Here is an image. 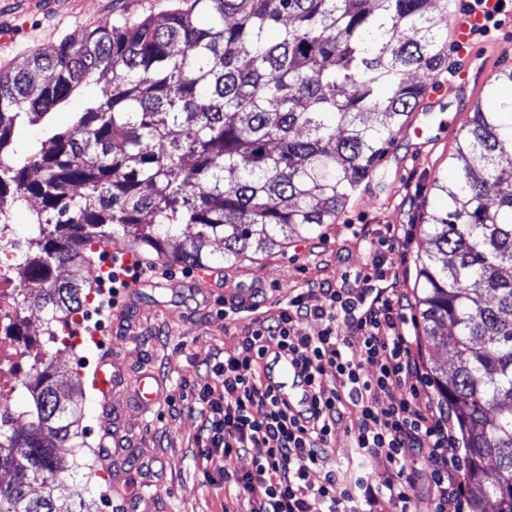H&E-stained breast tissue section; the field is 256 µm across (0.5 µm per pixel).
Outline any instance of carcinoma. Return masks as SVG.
Listing matches in <instances>:
<instances>
[{"instance_id":"1","label":"carcinoma","mask_w":512,"mask_h":512,"mask_svg":"<svg viewBox=\"0 0 512 512\" xmlns=\"http://www.w3.org/2000/svg\"><path fill=\"white\" fill-rule=\"evenodd\" d=\"M203 16L198 20L193 13ZM448 0H194L136 24L97 28L27 54L0 73V224L39 201L18 263L55 342L86 306L81 270L95 244L123 231L129 248L193 266L224 244L235 264L253 243L272 249L301 229L334 224L376 176L384 147L448 69ZM111 75L65 130L53 114L95 77ZM512 69L475 107L441 204L425 217L418 258L421 329L455 359L431 377L465 448L472 512H512ZM43 124L41 147L17 153L22 123ZM195 228L186 235L183 227ZM26 405L0 412V512H99L85 468L77 398L44 358ZM28 418L13 428L14 415ZM74 449L65 467L57 449ZM41 494H30L32 485Z\"/></svg>"}]
</instances>
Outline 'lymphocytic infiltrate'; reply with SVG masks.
Instances as JSON below:
<instances>
[{
	"mask_svg": "<svg viewBox=\"0 0 512 512\" xmlns=\"http://www.w3.org/2000/svg\"><path fill=\"white\" fill-rule=\"evenodd\" d=\"M309 317L323 323L317 334L299 328ZM349 330L363 340L360 356L349 350ZM413 338L393 298L371 276L320 294L310 288L295 296L213 366L212 384L200 389L201 456L208 468L233 480L252 502L251 512H358L356 491L369 482L390 499L409 505L416 480L408 461L422 452L431 465L436 512H462L460 460L448 451L449 436L435 419L433 400L421 396L415 384L419 364ZM273 349L291 353L312 387V409L305 419L293 416L264 386L259 361ZM366 365L372 375H364ZM328 374L339 385L329 394L322 389ZM395 388L405 390L406 398L381 405L379 394ZM349 404L357 409L356 446L386 449V468L382 475L360 474L351 482L327 469L321 483H311L309 473L325 466L328 440ZM247 452L253 455L252 469L236 473L232 461ZM270 469L280 471L278 484L265 482Z\"/></svg>",
	"mask_w": 512,
	"mask_h": 512,
	"instance_id": "lymphocytic-infiltrate-1",
	"label": "lymphocytic infiltrate"
}]
</instances>
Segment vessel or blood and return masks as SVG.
<instances>
[{
	"label": "vessel or blood",
	"instance_id": "obj_1",
	"mask_svg": "<svg viewBox=\"0 0 512 512\" xmlns=\"http://www.w3.org/2000/svg\"><path fill=\"white\" fill-rule=\"evenodd\" d=\"M484 22L483 12L462 13L456 15L451 26V40L460 53L471 48L472 32ZM301 369L291 357L282 354L270 370L265 381L272 395L280 404L290 408L295 416H303L311 406V393L300 376ZM131 385L135 403L143 411H151L164 397L161 379L153 373H144L134 380H127L121 364L112 356L103 357L94 374L93 385L97 392L100 408V420L103 428L111 429L113 454L124 450L123 435L111 428L112 394L122 385ZM112 497L124 503L135 502L138 512H149L151 499L149 494L130 482L128 477L113 479Z\"/></svg>",
	"mask_w": 512,
	"mask_h": 512
}]
</instances>
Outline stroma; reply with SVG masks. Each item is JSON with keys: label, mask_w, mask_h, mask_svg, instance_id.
<instances>
[{"label": "stroma", "mask_w": 512, "mask_h": 512, "mask_svg": "<svg viewBox=\"0 0 512 512\" xmlns=\"http://www.w3.org/2000/svg\"><path fill=\"white\" fill-rule=\"evenodd\" d=\"M73 11L45 14L28 9L26 0H0L13 16L11 44L0 47V60L15 65L30 51L67 38L81 41L91 26L121 21L136 23L174 9H189L193 0H75ZM94 25H86V16ZM512 67V21L489 35H473L471 52L448 55L449 74L466 73L460 86L428 96L409 117V128L397 133L378 162L380 176L362 184L337 223L320 231L290 237L286 247L251 249L235 265L218 260L223 294L206 293L191 279L192 266L166 261L168 279L145 281L132 305L112 307L92 295L83 312L86 336L70 351L53 355L60 381L90 376L103 351L119 359L128 375L144 371L160 375L167 398L147 414L127 406L123 393L112 396V418L130 445L131 478L154 495L153 512H249L233 483L210 481L199 455L203 424L192 393L212 384L210 366L236 349L244 336L267 316L276 314L308 283L339 288L356 274L381 267L396 278L395 290L408 323L419 320L421 286L417 257L428 243L423 217L438 203L433 180L453 173L458 141L477 99L485 97L490 79ZM421 127L426 137H415ZM399 239L393 249L380 247L388 226ZM85 454L96 475L100 512H117L112 490L103 479L105 462L96 447L101 434L93 392L83 401ZM332 464L353 473L383 472L384 452L355 448L353 434L339 426L329 441Z\"/></svg>", "instance_id": "35a3bbf8"}]
</instances>
